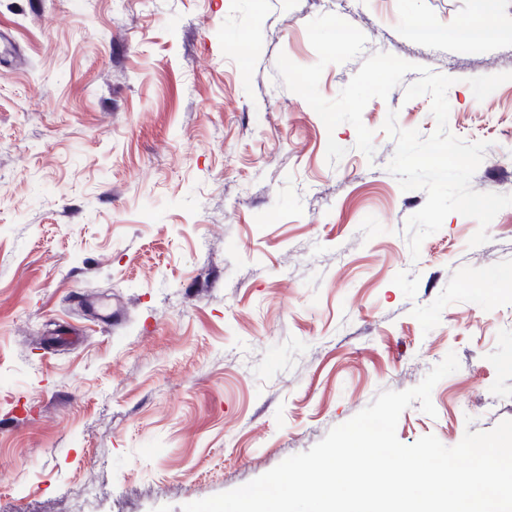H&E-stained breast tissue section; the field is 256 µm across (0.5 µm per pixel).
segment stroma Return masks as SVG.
I'll return each mask as SVG.
<instances>
[{
	"instance_id": "stroma-1",
	"label": "stroma",
	"mask_w": 512,
	"mask_h": 512,
	"mask_svg": "<svg viewBox=\"0 0 512 512\" xmlns=\"http://www.w3.org/2000/svg\"><path fill=\"white\" fill-rule=\"evenodd\" d=\"M326 0H0V512H181L309 450L384 390L460 368L396 435L445 446L512 419V206L453 213L411 257L425 201L382 128L431 135L409 72L356 131L288 90ZM353 0L384 52L453 77L449 131L512 194V0ZM345 148L326 160L328 139Z\"/></svg>"
}]
</instances>
